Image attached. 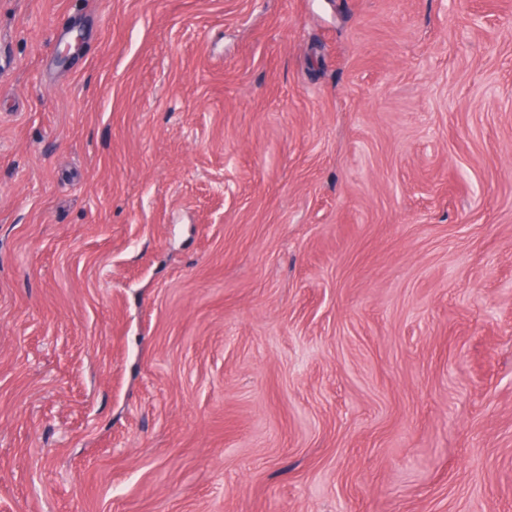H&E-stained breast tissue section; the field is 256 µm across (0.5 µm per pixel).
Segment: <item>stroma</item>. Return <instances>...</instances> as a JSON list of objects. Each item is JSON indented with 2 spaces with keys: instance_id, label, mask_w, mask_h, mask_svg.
Returning a JSON list of instances; mask_svg holds the SVG:
<instances>
[{
  "instance_id": "obj_1",
  "label": "stroma",
  "mask_w": 512,
  "mask_h": 512,
  "mask_svg": "<svg viewBox=\"0 0 512 512\" xmlns=\"http://www.w3.org/2000/svg\"><path fill=\"white\" fill-rule=\"evenodd\" d=\"M0 512H512V0H0Z\"/></svg>"
}]
</instances>
